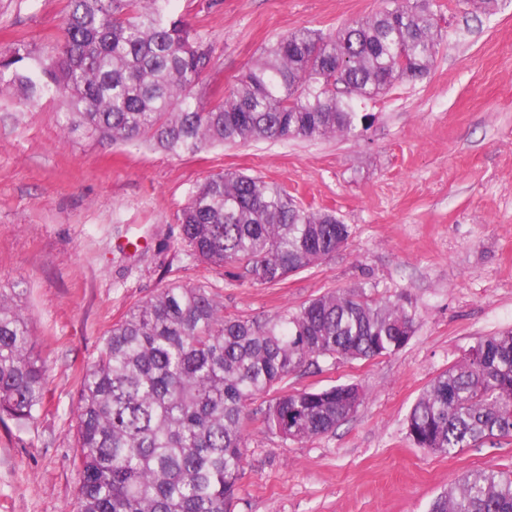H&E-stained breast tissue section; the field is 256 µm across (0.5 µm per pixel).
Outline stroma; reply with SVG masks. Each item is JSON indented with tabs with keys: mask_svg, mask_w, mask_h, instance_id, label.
Segmentation results:
<instances>
[{
	"mask_svg": "<svg viewBox=\"0 0 512 512\" xmlns=\"http://www.w3.org/2000/svg\"><path fill=\"white\" fill-rule=\"evenodd\" d=\"M442 38L429 75L375 102L363 136L261 141L172 155L61 130L60 100L0 91V286L18 292L47 366L43 405L0 428V512H75V407L101 339L172 282L203 284L225 314L272 316L329 290L409 298L417 327L399 352L290 376L288 390L354 383L365 395L321 437L282 440L253 417L236 512H429L468 471H512V438L449 458L417 447L406 418L477 341L512 329V0L488 10L435 0ZM381 0H173L217 63L205 103L224 99L278 36L326 32ZM65 0H0V54L63 39ZM236 170L333 211L347 244L318 266L252 285L190 257L178 216L209 175Z\"/></svg>",
	"mask_w": 512,
	"mask_h": 512,
	"instance_id": "1",
	"label": "stroma"
}]
</instances>
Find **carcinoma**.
Segmentation results:
<instances>
[{
    "label": "carcinoma",
    "mask_w": 512,
    "mask_h": 512,
    "mask_svg": "<svg viewBox=\"0 0 512 512\" xmlns=\"http://www.w3.org/2000/svg\"><path fill=\"white\" fill-rule=\"evenodd\" d=\"M172 0H66L65 39L50 53L18 42L0 57V88L21 104L67 105L61 129L102 141L149 138L174 155L263 140L359 136L356 100L425 78L439 38L433 0H383L335 32L307 26L265 48L224 100L195 88L211 49ZM190 255L239 282L272 284L340 250L348 225L297 204L280 184L237 172L206 178L179 216ZM416 332L411 301L364 285L328 291L264 320L224 314L201 284L170 283L112 326L77 405L76 512H234L250 406L285 441L336 429L363 402L355 384L288 391L319 360H370ZM46 367L29 318L0 289V425L22 427L44 398ZM407 434L451 456L512 437V330L479 340L412 407ZM430 512H512V473L473 470Z\"/></svg>",
    "instance_id": "1"
}]
</instances>
